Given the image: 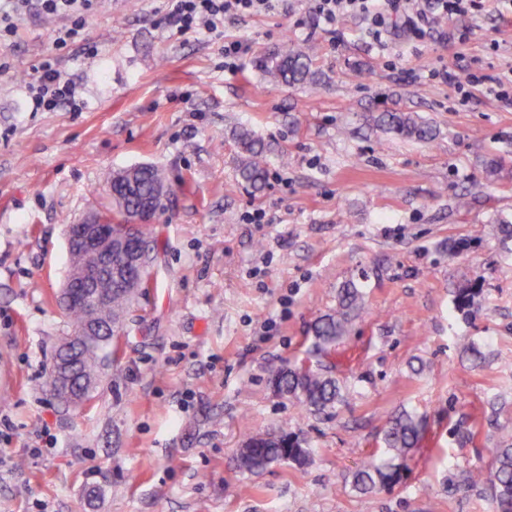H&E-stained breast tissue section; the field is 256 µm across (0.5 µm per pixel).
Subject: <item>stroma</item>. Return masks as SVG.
Masks as SVG:
<instances>
[{
  "label": "stroma",
  "mask_w": 512,
  "mask_h": 512,
  "mask_svg": "<svg viewBox=\"0 0 512 512\" xmlns=\"http://www.w3.org/2000/svg\"><path fill=\"white\" fill-rule=\"evenodd\" d=\"M162 6L99 0L85 30L98 56L61 61L79 112L29 111L24 92L60 18L27 14L0 42V512H494L490 485L468 475L512 435V238L498 232L512 225V106L481 85L460 101L423 74L443 58L465 75L512 68V6L485 0L385 53L353 18L296 27L307 0L220 36L161 32ZM228 39L251 46L234 74ZM285 41L316 46V84L266 79L261 58ZM383 110L439 134L420 143L365 123ZM241 126L268 148L259 194L237 177ZM138 164L165 169L172 193L148 226L152 261L114 362L70 407L48 385L73 331L59 303L65 227L108 212L106 173ZM255 208L268 223L244 222ZM349 280L366 312L320 355L310 326ZM470 283L474 317L455 305ZM294 360L332 367L345 404L311 414L277 394L270 372ZM401 408L425 418L407 474L357 494L348 474ZM281 431L301 435L308 461L239 473L244 433Z\"/></svg>",
  "instance_id": "35a3bbf8"
}]
</instances>
